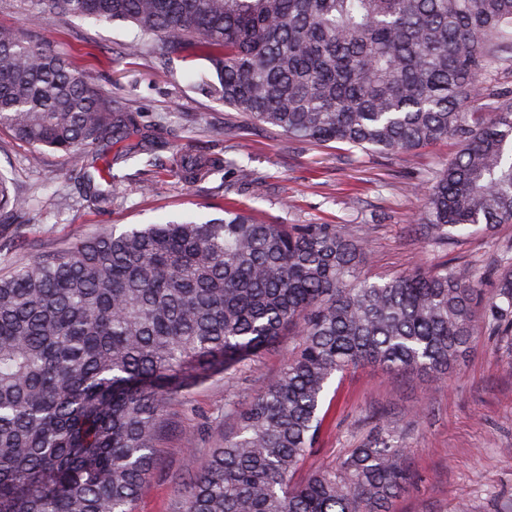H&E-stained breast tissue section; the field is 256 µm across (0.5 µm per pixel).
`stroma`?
Returning <instances> with one entry per match:
<instances>
[{"instance_id": "1", "label": "stroma", "mask_w": 512, "mask_h": 512, "mask_svg": "<svg viewBox=\"0 0 512 512\" xmlns=\"http://www.w3.org/2000/svg\"><path fill=\"white\" fill-rule=\"evenodd\" d=\"M0 25L57 50L164 144L156 167H147L143 154L120 164L123 179L102 203L85 196L60 154L0 131V170L30 200L25 212H0V271L115 226L185 214L220 217L231 202L251 207L260 221L344 226L366 240L361 274L373 281L446 263L481 276L489 289L497 256L512 249V224L441 243L421 230L423 193L456 155V141L394 155L296 142L203 87L204 56L180 52L162 61L130 52L137 39L130 23L74 18L43 9L38 0H0ZM178 151L220 154L237 165L187 183L166 170L167 158ZM147 181L153 184L148 191ZM289 342L282 336L278 348L234 380L215 378L172 402L176 427L135 512H173L190 466L234 425L226 394L235 393L238 405L248 403L255 381L279 373ZM322 413L319 446L296 480L335 465L380 424L402 431L417 477L393 500L391 512H458L462 503L470 512H512V342L475 337L459 370L444 379L376 366L348 370L332 380Z\"/></svg>"}]
</instances>
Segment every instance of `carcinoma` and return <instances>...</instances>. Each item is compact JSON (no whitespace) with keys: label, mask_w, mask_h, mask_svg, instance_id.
Masks as SVG:
<instances>
[{"label":"carcinoma","mask_w":512,"mask_h":512,"mask_svg":"<svg viewBox=\"0 0 512 512\" xmlns=\"http://www.w3.org/2000/svg\"><path fill=\"white\" fill-rule=\"evenodd\" d=\"M39 2L132 23L133 52L205 54L216 80L203 84L224 104L298 141L388 155L454 138L459 151L425 193L424 233L512 224V90L497 88L512 63V0ZM486 93L493 117L472 125L465 108ZM3 129L68 159L101 201L128 151L156 146L59 53L0 26ZM223 163L175 153L169 168L196 182ZM28 205L0 175V211ZM365 255L338 224L226 208L94 234L1 274L0 512H135L172 401L286 334L297 341L280 373L191 467L176 512H390L414 483L393 432L292 483L318 447L330 382L369 363L444 376L475 336L512 339V257L485 298L446 265L370 282Z\"/></svg>","instance_id":"obj_1"}]
</instances>
